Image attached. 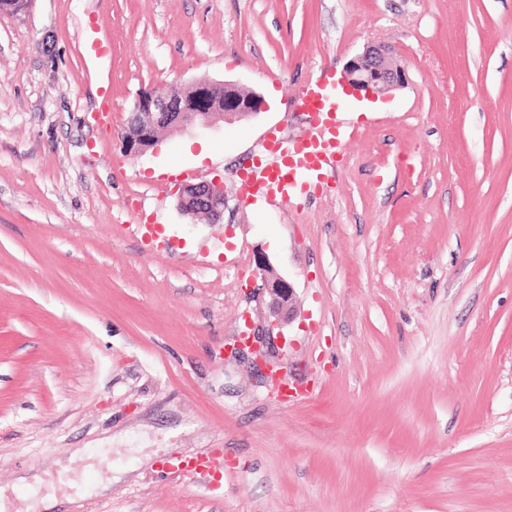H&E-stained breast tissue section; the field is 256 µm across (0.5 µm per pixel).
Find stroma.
<instances>
[{"label": "stroma", "instance_id": "1", "mask_svg": "<svg viewBox=\"0 0 512 512\" xmlns=\"http://www.w3.org/2000/svg\"><path fill=\"white\" fill-rule=\"evenodd\" d=\"M112 45L82 43L89 17ZM403 87L305 203L246 197L264 136L367 44ZM199 79L258 115L125 150L138 95ZM108 83L112 114L97 115ZM210 156L200 159L202 148ZM223 181L195 221L178 185ZM155 227L146 247L140 227ZM295 293L267 370L258 256ZM271 368V369H272ZM207 456V488L166 462ZM512 512V0H27L0 11V512ZM85 32L87 34V38L84 42L85 46L87 47L89 45L90 50L94 52V55L97 58V63L105 64L107 62V58L112 55L111 44L107 40H103L95 36L99 34L96 23L88 25Z\"/></svg>", "mask_w": 512, "mask_h": 512}]
</instances>
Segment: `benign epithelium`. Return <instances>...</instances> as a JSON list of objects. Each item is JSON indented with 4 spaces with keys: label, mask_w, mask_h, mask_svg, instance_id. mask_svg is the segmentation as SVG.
<instances>
[{
    "label": "benign epithelium",
    "mask_w": 512,
    "mask_h": 512,
    "mask_svg": "<svg viewBox=\"0 0 512 512\" xmlns=\"http://www.w3.org/2000/svg\"><path fill=\"white\" fill-rule=\"evenodd\" d=\"M404 83L405 70L392 59L389 50L371 44L345 65L340 86L349 96L368 99L386 94ZM265 109L262 96L238 83L203 80L188 86L173 85L163 95L147 91L135 101L125 149L130 154L142 156L155 148L158 133L164 128H210L220 121L231 124ZM177 207L192 219L204 217L215 223L224 214V185L215 182L185 185L180 188ZM262 289L270 297L268 329L249 334L246 345L235 344L230 349V355L235 356L243 347L250 348L255 355L252 364L256 367L265 356L261 336L289 323L293 314V288L289 281L279 276H265Z\"/></svg>",
    "instance_id": "obj_1"
}]
</instances>
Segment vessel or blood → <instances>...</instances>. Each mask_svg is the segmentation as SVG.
<instances>
[{
	"instance_id": "vessel-or-blood-1",
	"label": "vessel or blood",
	"mask_w": 512,
	"mask_h": 512,
	"mask_svg": "<svg viewBox=\"0 0 512 512\" xmlns=\"http://www.w3.org/2000/svg\"><path fill=\"white\" fill-rule=\"evenodd\" d=\"M324 92V86L318 84L310 85L303 91L300 104L310 116V133L296 143L272 136L266 149L272 155L273 163L268 167H254L246 175V194H261L281 200L292 196L295 191H307L313 184L321 182L342 140L341 132L336 129V106L323 102ZM168 469L178 476L198 482L213 478L212 463L206 457L182 459L169 464Z\"/></svg>"
}]
</instances>
